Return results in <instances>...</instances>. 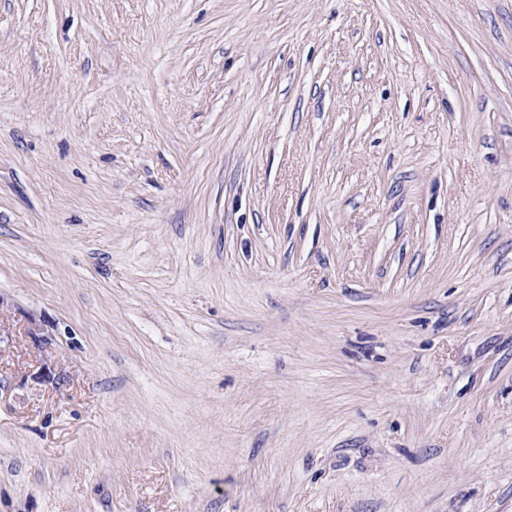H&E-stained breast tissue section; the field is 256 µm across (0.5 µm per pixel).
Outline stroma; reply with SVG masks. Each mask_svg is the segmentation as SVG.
<instances>
[{"instance_id":"obj_1","label":"stroma","mask_w":512,"mask_h":512,"mask_svg":"<svg viewBox=\"0 0 512 512\" xmlns=\"http://www.w3.org/2000/svg\"><path fill=\"white\" fill-rule=\"evenodd\" d=\"M0 512H512V0H0Z\"/></svg>"}]
</instances>
